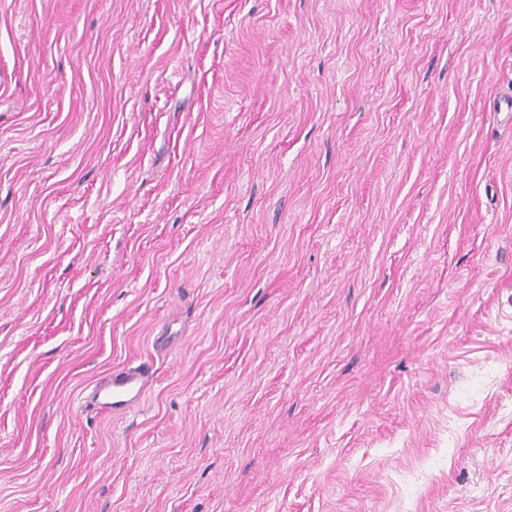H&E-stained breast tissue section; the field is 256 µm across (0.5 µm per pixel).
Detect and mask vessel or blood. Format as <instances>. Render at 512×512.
<instances>
[{"instance_id":"vessel-or-blood-1","label":"vessel or blood","mask_w":512,"mask_h":512,"mask_svg":"<svg viewBox=\"0 0 512 512\" xmlns=\"http://www.w3.org/2000/svg\"><path fill=\"white\" fill-rule=\"evenodd\" d=\"M152 375L153 366L146 361L112 370L94 384L88 404L105 414H127L144 399Z\"/></svg>"}]
</instances>
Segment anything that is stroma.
<instances>
[{
	"label": "stroma",
	"instance_id": "obj_1",
	"mask_svg": "<svg viewBox=\"0 0 512 512\" xmlns=\"http://www.w3.org/2000/svg\"><path fill=\"white\" fill-rule=\"evenodd\" d=\"M509 100L512 0H0V512H512ZM153 373V364L146 361L113 369L94 384L84 406L109 415L127 414L144 399Z\"/></svg>",
	"mask_w": 512,
	"mask_h": 512
}]
</instances>
